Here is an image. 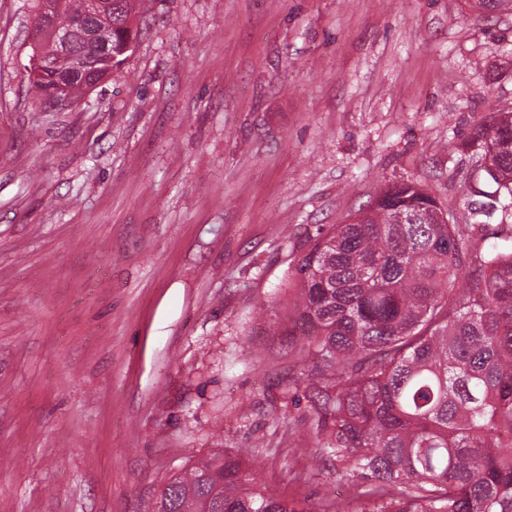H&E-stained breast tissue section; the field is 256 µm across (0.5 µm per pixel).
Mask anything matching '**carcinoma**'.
I'll return each mask as SVG.
<instances>
[{
	"label": "carcinoma",
	"instance_id": "cac0c4a2",
	"mask_svg": "<svg viewBox=\"0 0 512 512\" xmlns=\"http://www.w3.org/2000/svg\"><path fill=\"white\" fill-rule=\"evenodd\" d=\"M137 0H112L119 46L147 25ZM512 206V112L471 141ZM317 238L295 265L299 352L320 382L309 395L322 455L364 487L361 512H512V245L481 246L459 224L393 213L441 209L420 185L380 193ZM147 512H298L258 484L243 458L218 453L174 474Z\"/></svg>",
	"mask_w": 512,
	"mask_h": 512
}]
</instances>
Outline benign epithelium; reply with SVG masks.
I'll list each match as a JSON object with an SVG mask.
<instances>
[{
    "label": "benign epithelium",
    "mask_w": 512,
    "mask_h": 512,
    "mask_svg": "<svg viewBox=\"0 0 512 512\" xmlns=\"http://www.w3.org/2000/svg\"><path fill=\"white\" fill-rule=\"evenodd\" d=\"M63 9L64 0H41L40 20L32 25L30 31L35 47L31 70L38 73L55 71V55L47 54L43 46L50 41L55 46L56 55H63L69 48L72 34L76 33L92 51V56L80 69V76L92 89L112 75V38L109 30L100 26V20L112 12V0H87L86 15L72 20L65 27L59 23ZM72 78L71 73L55 71L54 84L46 96L50 102L49 110L60 111L74 105L69 93Z\"/></svg>",
    "instance_id": "1"
}]
</instances>
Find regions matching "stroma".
I'll return each instance as SVG.
<instances>
[{"instance_id": "obj_1", "label": "stroma", "mask_w": 512, "mask_h": 512, "mask_svg": "<svg viewBox=\"0 0 512 512\" xmlns=\"http://www.w3.org/2000/svg\"><path fill=\"white\" fill-rule=\"evenodd\" d=\"M77 105L32 92L35 0H0V512H144L241 454L360 512L304 433L297 259L384 188L468 223L472 130L512 112V11L467 0H143Z\"/></svg>"}]
</instances>
